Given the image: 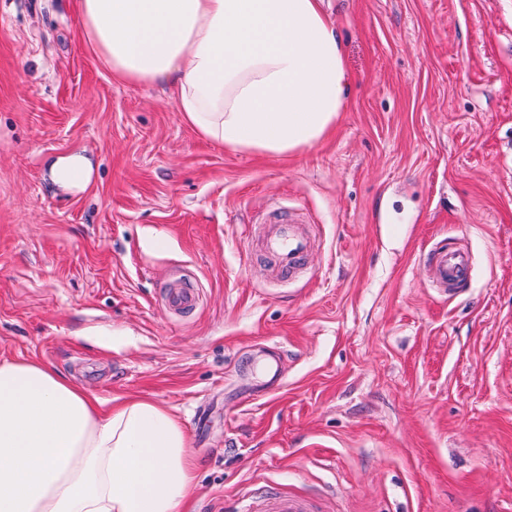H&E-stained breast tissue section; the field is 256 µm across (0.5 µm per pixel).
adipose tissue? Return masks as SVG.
Wrapping results in <instances>:
<instances>
[{
	"instance_id": "obj_1",
	"label": "adipose tissue",
	"mask_w": 512,
	"mask_h": 512,
	"mask_svg": "<svg viewBox=\"0 0 512 512\" xmlns=\"http://www.w3.org/2000/svg\"><path fill=\"white\" fill-rule=\"evenodd\" d=\"M85 46L124 84L162 86L184 121L242 152L287 156L336 126L350 91L320 0H74ZM85 190L93 163L54 159ZM199 464L159 403H104L34 359L0 361V512H185Z\"/></svg>"
}]
</instances>
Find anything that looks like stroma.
Wrapping results in <instances>:
<instances>
[{
    "label": "stroma",
    "mask_w": 512,
    "mask_h": 512,
    "mask_svg": "<svg viewBox=\"0 0 512 512\" xmlns=\"http://www.w3.org/2000/svg\"><path fill=\"white\" fill-rule=\"evenodd\" d=\"M351 97L286 157L114 82L73 0H0V360L190 434L193 512H512V0H323ZM97 169L75 194L50 159ZM302 224L282 274L265 236ZM172 242L163 253L148 233ZM468 251L455 292L424 258ZM201 303L175 313L170 289ZM51 182L62 193L85 190L93 174V163L83 152L72 153L54 159L48 168ZM265 493L272 502L271 512H308L309 508L303 498L281 495L273 487H268Z\"/></svg>",
    "instance_id": "1"
}]
</instances>
